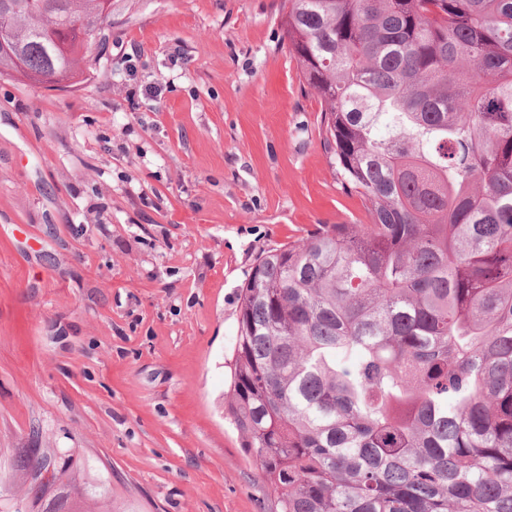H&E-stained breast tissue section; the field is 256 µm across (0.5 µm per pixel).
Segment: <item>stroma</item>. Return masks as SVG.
Returning a JSON list of instances; mask_svg holds the SVG:
<instances>
[{
  "mask_svg": "<svg viewBox=\"0 0 512 512\" xmlns=\"http://www.w3.org/2000/svg\"><path fill=\"white\" fill-rule=\"evenodd\" d=\"M85 68L0 77V490L33 499L17 461L51 448L133 512H279L224 417L241 287L368 220L282 0H112Z\"/></svg>",
  "mask_w": 512,
  "mask_h": 512,
  "instance_id": "obj_1",
  "label": "stroma"
}]
</instances>
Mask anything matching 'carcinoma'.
Masks as SVG:
<instances>
[{"label": "carcinoma", "instance_id": "obj_1", "mask_svg": "<svg viewBox=\"0 0 512 512\" xmlns=\"http://www.w3.org/2000/svg\"><path fill=\"white\" fill-rule=\"evenodd\" d=\"M12 2V53L85 80L98 0ZM282 10L369 223L256 261L225 412L280 512H512V0ZM60 466L41 512H89Z\"/></svg>", "mask_w": 512, "mask_h": 512}]
</instances>
